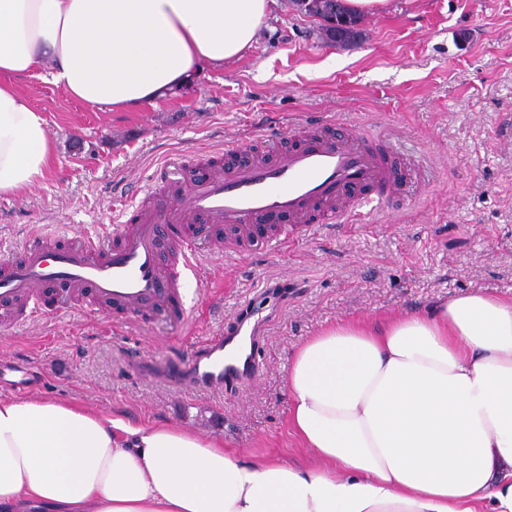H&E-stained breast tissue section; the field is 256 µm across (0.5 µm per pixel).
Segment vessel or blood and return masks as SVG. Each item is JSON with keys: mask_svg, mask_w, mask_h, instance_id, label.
Returning a JSON list of instances; mask_svg holds the SVG:
<instances>
[{"mask_svg": "<svg viewBox=\"0 0 512 512\" xmlns=\"http://www.w3.org/2000/svg\"><path fill=\"white\" fill-rule=\"evenodd\" d=\"M333 127L322 120L284 138H259L257 150L234 166H210L165 201L145 193L136 221L110 225L104 234L65 241L52 232L29 233L16 256L0 262V306L24 325L42 314L41 295L52 286L65 309L95 314L113 307L135 319L163 312L182 323L189 315L186 270L199 256L198 225L230 227L225 249L253 254L293 243L317 223L353 221L364 205L404 200L419 162L392 142L354 130L337 136ZM259 317V310H246L231 329L199 344L176 385L212 392L248 386L255 361L236 350Z\"/></svg>", "mask_w": 512, "mask_h": 512, "instance_id": "obj_1", "label": "vessel or blood"}]
</instances>
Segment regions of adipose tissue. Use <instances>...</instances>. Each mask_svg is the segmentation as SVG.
Here are the masks:
<instances>
[{
    "label": "adipose tissue",
    "mask_w": 512,
    "mask_h": 512,
    "mask_svg": "<svg viewBox=\"0 0 512 512\" xmlns=\"http://www.w3.org/2000/svg\"><path fill=\"white\" fill-rule=\"evenodd\" d=\"M277 0H0V194L46 177L41 75L136 110L251 48ZM313 466L246 461L181 426L0 399V512H512V297L337 321L292 355Z\"/></svg>",
    "instance_id": "obj_1"
}]
</instances>
